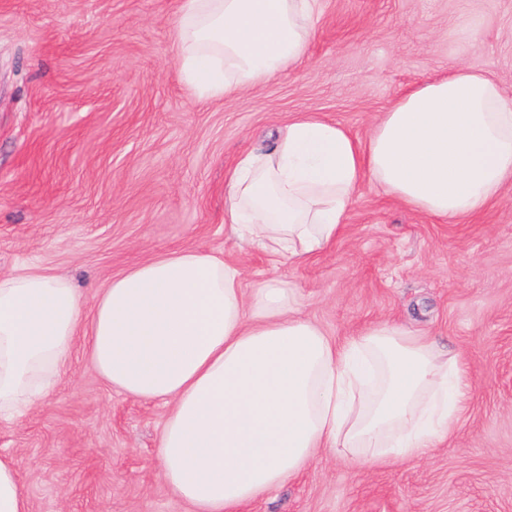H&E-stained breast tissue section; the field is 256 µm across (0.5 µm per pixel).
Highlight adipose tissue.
<instances>
[{"instance_id":"1","label":"adipose tissue","mask_w":512,"mask_h":512,"mask_svg":"<svg viewBox=\"0 0 512 512\" xmlns=\"http://www.w3.org/2000/svg\"><path fill=\"white\" fill-rule=\"evenodd\" d=\"M321 0H179L180 69L199 98L240 96L304 59ZM410 209L452 220L512 184V96L461 66L400 97L358 139L299 116L267 154L226 175V222L274 259L330 248L365 180ZM241 271L195 249L112 277L91 313L65 277L0 274V418L48 394L78 336L112 387L171 410L157 456L194 512L240 508L316 455L378 466L428 455L463 409L459 356L382 321L338 340L280 281L245 295ZM0 512H30L14 458L0 455Z\"/></svg>"}]
</instances>
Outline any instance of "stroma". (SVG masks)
<instances>
[{
  "label": "stroma",
  "mask_w": 512,
  "mask_h": 512,
  "mask_svg": "<svg viewBox=\"0 0 512 512\" xmlns=\"http://www.w3.org/2000/svg\"><path fill=\"white\" fill-rule=\"evenodd\" d=\"M178 0H0V273L112 276L193 248L275 276L337 337L379 320L460 355L466 408L429 458L317 456L243 512H512V187L442 221L366 182L333 247L271 265L224 222L225 174L313 115L365 137L414 86L476 66L512 96V0H323L304 60L239 97L198 98L175 61ZM481 16L478 34L466 28ZM170 406L109 386L83 342L37 407L0 422L31 512H192L161 477Z\"/></svg>",
  "instance_id": "35a3bbf8"
}]
</instances>
